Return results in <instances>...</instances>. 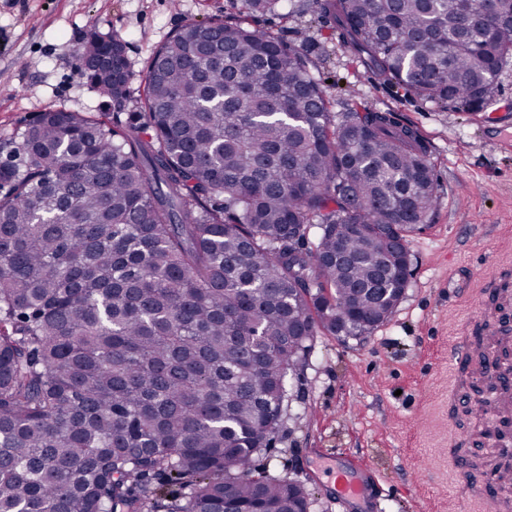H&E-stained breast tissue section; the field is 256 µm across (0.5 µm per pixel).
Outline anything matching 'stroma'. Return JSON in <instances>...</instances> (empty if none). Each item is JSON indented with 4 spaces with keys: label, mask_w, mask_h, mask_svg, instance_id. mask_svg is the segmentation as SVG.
I'll use <instances>...</instances> for the list:
<instances>
[{
    "label": "stroma",
    "mask_w": 512,
    "mask_h": 512,
    "mask_svg": "<svg viewBox=\"0 0 512 512\" xmlns=\"http://www.w3.org/2000/svg\"><path fill=\"white\" fill-rule=\"evenodd\" d=\"M238 0H0V141L47 109L99 121L142 111L153 52L190 22L238 17ZM253 27L313 52L332 111L344 104L395 112L429 144L438 203L409 238L413 273L390 318L370 335L319 330L303 368L288 381L282 421L255 469L304 486L310 512H457L448 474L456 436L484 441L480 463L511 467L502 435L512 409L481 391L469 423L448 421V353L468 316L498 282L495 303L512 305V147L481 114L462 115L385 84L341 46L312 10L254 18ZM120 35L131 66L123 106L90 87L78 49L89 31ZM370 471L368 494L338 500L331 471L350 457Z\"/></svg>",
    "instance_id": "stroma-1"
}]
</instances>
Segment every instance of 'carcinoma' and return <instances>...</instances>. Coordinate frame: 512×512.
I'll return each mask as SVG.
<instances>
[{
  "mask_svg": "<svg viewBox=\"0 0 512 512\" xmlns=\"http://www.w3.org/2000/svg\"><path fill=\"white\" fill-rule=\"evenodd\" d=\"M311 8L464 114L512 58V0ZM313 65L242 19L188 23L127 127L46 110L0 143V512H304L254 455L317 330L391 315L437 202L429 145L394 112L331 111ZM82 75L126 100L129 72Z\"/></svg>",
  "mask_w": 512,
  "mask_h": 512,
  "instance_id": "cac0c4a2",
  "label": "carcinoma"
}]
</instances>
